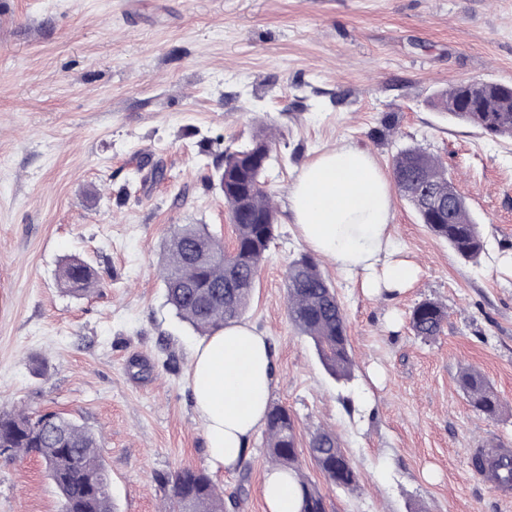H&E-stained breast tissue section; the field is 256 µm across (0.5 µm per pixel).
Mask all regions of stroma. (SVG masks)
Here are the masks:
<instances>
[{
  "label": "stroma",
  "mask_w": 512,
  "mask_h": 512,
  "mask_svg": "<svg viewBox=\"0 0 512 512\" xmlns=\"http://www.w3.org/2000/svg\"><path fill=\"white\" fill-rule=\"evenodd\" d=\"M475 79L512 83V0H0V408L94 432L118 512H161L154 476L181 463L223 489L225 512H266L262 434L234 471L208 460L187 380L202 338L167 305L159 266L178 225L231 241L224 153L269 125L277 229L244 319L270 338V401L298 446L332 430L358 474L342 490L305 463L326 512H512L466 467L469 449L512 446V141L432 105ZM343 144L386 175L405 146L437 155L485 242L463 260L397 196L390 233L419 269L407 291L369 298L321 259L347 320V382L290 323L285 290L307 250L288 192ZM70 256L100 291L65 292ZM425 300L448 313L427 340L409 325ZM465 367L498 418L469 406ZM60 507L37 458L0 459V512ZM458 383L475 412L489 419L499 416L501 402L480 372L473 369L464 370L458 377Z\"/></svg>",
  "instance_id": "35a3bbf8"
}]
</instances>
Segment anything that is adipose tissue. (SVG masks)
<instances>
[{
	"label": "adipose tissue",
	"instance_id": "1",
	"mask_svg": "<svg viewBox=\"0 0 512 512\" xmlns=\"http://www.w3.org/2000/svg\"><path fill=\"white\" fill-rule=\"evenodd\" d=\"M288 210L309 250L335 261L365 295L392 296L415 282L416 267L397 258L389 234L390 185L368 152L340 145L304 165ZM274 383L269 338L249 323L225 326L194 349L189 384L214 467L232 471L241 463L265 423ZM262 497L267 512H296L293 476L268 472Z\"/></svg>",
	"mask_w": 512,
	"mask_h": 512
}]
</instances>
